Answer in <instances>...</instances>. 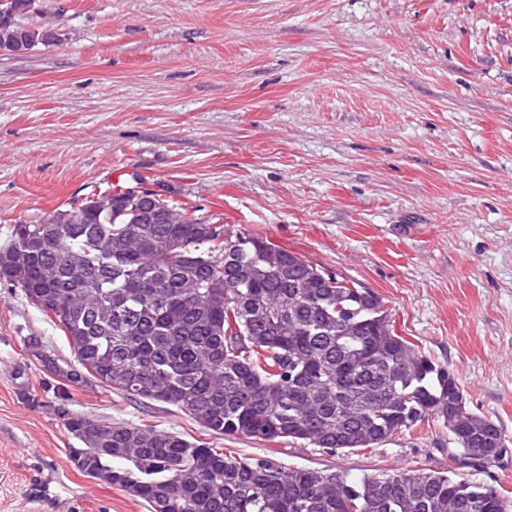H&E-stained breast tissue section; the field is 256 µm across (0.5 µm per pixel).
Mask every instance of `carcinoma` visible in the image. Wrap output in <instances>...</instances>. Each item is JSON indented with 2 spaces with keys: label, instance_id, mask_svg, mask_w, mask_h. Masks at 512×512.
I'll use <instances>...</instances> for the list:
<instances>
[{
  "label": "carcinoma",
  "instance_id": "obj_1",
  "mask_svg": "<svg viewBox=\"0 0 512 512\" xmlns=\"http://www.w3.org/2000/svg\"><path fill=\"white\" fill-rule=\"evenodd\" d=\"M36 0H0V51L50 46ZM119 181L12 225L0 280L62 332L67 362L27 340L61 392L107 387L180 409L203 435L376 448L425 419L478 470L512 440L473 411L457 374L394 333L374 292L264 238L228 235ZM73 465L149 512H508L495 481L424 468L354 477L235 456L151 425L62 410Z\"/></svg>",
  "mask_w": 512,
  "mask_h": 512
}]
</instances>
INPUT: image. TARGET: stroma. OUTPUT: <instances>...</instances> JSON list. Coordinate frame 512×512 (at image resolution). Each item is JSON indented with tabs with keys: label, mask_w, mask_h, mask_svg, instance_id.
Masks as SVG:
<instances>
[{
	"label": "stroma",
	"mask_w": 512,
	"mask_h": 512,
	"mask_svg": "<svg viewBox=\"0 0 512 512\" xmlns=\"http://www.w3.org/2000/svg\"><path fill=\"white\" fill-rule=\"evenodd\" d=\"M60 42L0 56V244L109 182L250 232L382 300L512 437V0H37ZM60 331L0 281V512H148L81 474L62 408L200 437L100 387L60 400L22 340ZM352 476L457 469L424 421L368 451L216 436Z\"/></svg>",
	"instance_id": "35a3bbf8"
}]
</instances>
